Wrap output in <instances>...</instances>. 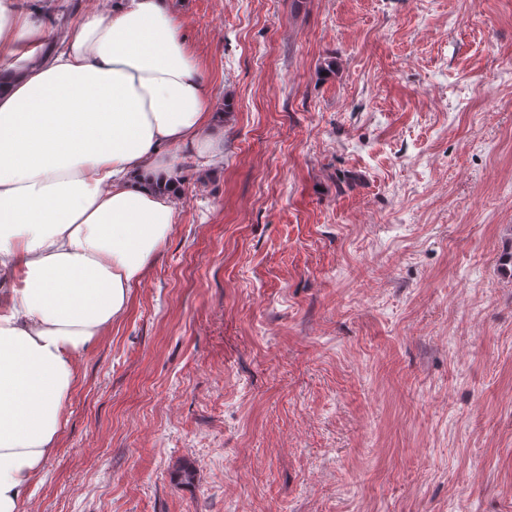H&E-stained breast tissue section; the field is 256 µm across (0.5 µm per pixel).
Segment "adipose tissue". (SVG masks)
Here are the masks:
<instances>
[{
    "label": "adipose tissue",
    "instance_id": "1",
    "mask_svg": "<svg viewBox=\"0 0 512 512\" xmlns=\"http://www.w3.org/2000/svg\"><path fill=\"white\" fill-rule=\"evenodd\" d=\"M212 94L170 0L69 27L0 0V512H22L78 358L157 261L183 161H223Z\"/></svg>",
    "mask_w": 512,
    "mask_h": 512
}]
</instances>
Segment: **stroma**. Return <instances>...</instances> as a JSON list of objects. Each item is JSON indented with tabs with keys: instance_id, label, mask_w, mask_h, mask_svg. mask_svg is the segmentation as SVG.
<instances>
[{
	"instance_id": "stroma-1",
	"label": "stroma",
	"mask_w": 512,
	"mask_h": 512,
	"mask_svg": "<svg viewBox=\"0 0 512 512\" xmlns=\"http://www.w3.org/2000/svg\"><path fill=\"white\" fill-rule=\"evenodd\" d=\"M172 7L224 162L23 512H512V0Z\"/></svg>"
}]
</instances>
